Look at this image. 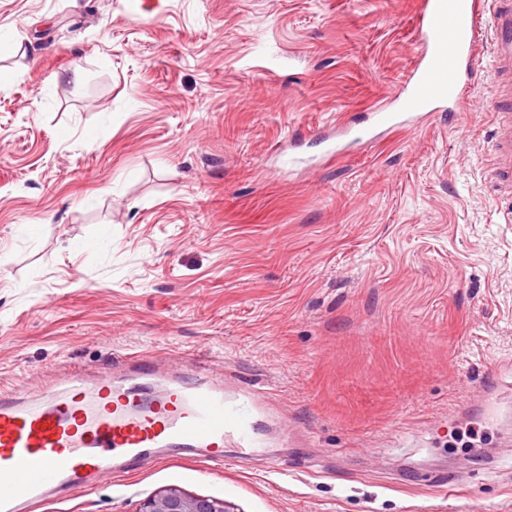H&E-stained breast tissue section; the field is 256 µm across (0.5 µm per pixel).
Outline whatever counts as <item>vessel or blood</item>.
Returning <instances> with one entry per match:
<instances>
[{
  "mask_svg": "<svg viewBox=\"0 0 512 512\" xmlns=\"http://www.w3.org/2000/svg\"><path fill=\"white\" fill-rule=\"evenodd\" d=\"M417 40L410 77L394 104L372 112L373 128L414 129L433 113L458 112L475 60L488 54L498 114L495 171L512 188V0H421ZM133 361L126 378L108 373L90 387L68 379L57 393L29 401L0 395V512H22L50 493L89 486L157 448H196L220 462L227 434L250 447L253 406L207 380V356L193 358L195 383H171L158 393L146 387L156 376L153 358Z\"/></svg>",
  "mask_w": 512,
  "mask_h": 512,
  "instance_id": "1",
  "label": "vessel or blood"
}]
</instances>
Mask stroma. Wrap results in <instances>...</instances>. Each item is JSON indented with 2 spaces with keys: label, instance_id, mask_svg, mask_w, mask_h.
I'll return each instance as SVG.
<instances>
[{
  "label": "stroma",
  "instance_id": "1",
  "mask_svg": "<svg viewBox=\"0 0 512 512\" xmlns=\"http://www.w3.org/2000/svg\"><path fill=\"white\" fill-rule=\"evenodd\" d=\"M419 0H0V390L264 391L224 463L168 451L24 512H512V221L470 119L373 140ZM81 69L75 83L68 75ZM346 149L326 156L330 122ZM140 512H235L226 501L192 496L170 488L150 498Z\"/></svg>",
  "mask_w": 512,
  "mask_h": 512
}]
</instances>
